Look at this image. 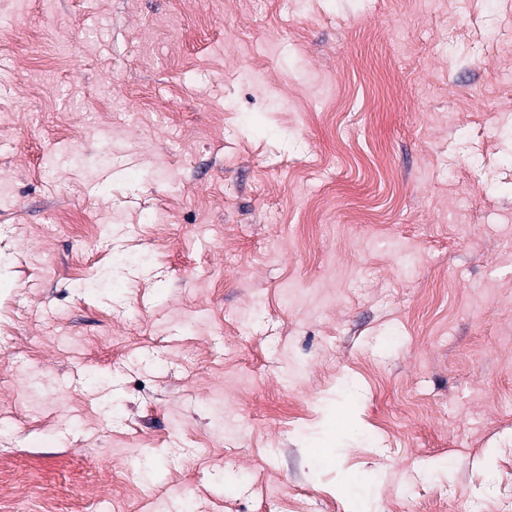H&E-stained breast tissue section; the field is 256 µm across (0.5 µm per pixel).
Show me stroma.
<instances>
[{"label":"stroma","instance_id":"35a3bbf8","mask_svg":"<svg viewBox=\"0 0 512 512\" xmlns=\"http://www.w3.org/2000/svg\"><path fill=\"white\" fill-rule=\"evenodd\" d=\"M506 3L0 0V512H512Z\"/></svg>","mask_w":512,"mask_h":512}]
</instances>
